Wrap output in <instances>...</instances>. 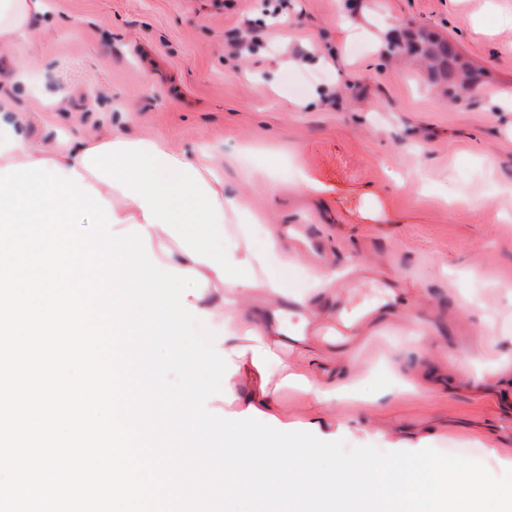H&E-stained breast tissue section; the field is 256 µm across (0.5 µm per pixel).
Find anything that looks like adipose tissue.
Masks as SVG:
<instances>
[{
    "label": "adipose tissue",
    "instance_id": "ef3b65f1",
    "mask_svg": "<svg viewBox=\"0 0 512 512\" xmlns=\"http://www.w3.org/2000/svg\"><path fill=\"white\" fill-rule=\"evenodd\" d=\"M45 13V0H0V47L34 43L35 21ZM27 122L11 98L0 95V169L42 160L79 173L85 185L110 202L120 228L142 225L152 246H165L162 264L196 270L209 287L223 289L222 297L192 296L188 302L225 331L220 348L237 366L228 385L238 411L254 408L280 416L281 383L271 363L277 357L274 341L285 327L274 320L270 306L282 291L259 275V254L224 239L226 214L247 216L240 200L225 193L201 156L172 151L161 139L111 130L40 144L29 140ZM292 380L311 395L315 407L303 425L305 435H327L320 411L345 397V385H326L302 373Z\"/></svg>",
    "mask_w": 512,
    "mask_h": 512
}]
</instances>
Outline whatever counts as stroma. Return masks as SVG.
<instances>
[{
	"label": "stroma",
	"instance_id": "obj_1",
	"mask_svg": "<svg viewBox=\"0 0 512 512\" xmlns=\"http://www.w3.org/2000/svg\"><path fill=\"white\" fill-rule=\"evenodd\" d=\"M39 46L0 49V92L30 139L106 126L207 152L225 190L300 250L251 238L304 304L347 305L349 338L284 342L275 373L345 354L350 398L324 409L347 447L398 432L481 462L512 459V0H47ZM425 27L483 72L448 97L377 40ZM251 50L237 47L242 31ZM26 73L17 82V73ZM65 95L48 112L46 99ZM319 181L321 195L304 191ZM465 358L464 370L453 369ZM373 399L366 411L359 397ZM497 456H490V449Z\"/></svg>",
	"mask_w": 512,
	"mask_h": 512
}]
</instances>
